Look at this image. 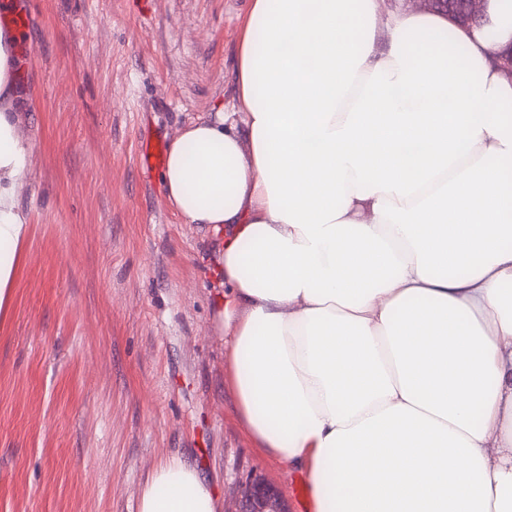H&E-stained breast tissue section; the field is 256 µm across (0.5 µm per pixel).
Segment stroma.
Returning a JSON list of instances; mask_svg holds the SVG:
<instances>
[{
  "instance_id": "obj_1",
  "label": "stroma",
  "mask_w": 512,
  "mask_h": 512,
  "mask_svg": "<svg viewBox=\"0 0 512 512\" xmlns=\"http://www.w3.org/2000/svg\"><path fill=\"white\" fill-rule=\"evenodd\" d=\"M26 13L31 218L0 309V512H139L165 460L222 512L260 476L306 512L299 470L257 448L229 384L216 245L145 156L236 102L248 0H11Z\"/></svg>"
}]
</instances>
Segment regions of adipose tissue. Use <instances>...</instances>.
I'll use <instances>...</instances> for the list:
<instances>
[{"instance_id": "adipose-tissue-1", "label": "adipose tissue", "mask_w": 512, "mask_h": 512, "mask_svg": "<svg viewBox=\"0 0 512 512\" xmlns=\"http://www.w3.org/2000/svg\"><path fill=\"white\" fill-rule=\"evenodd\" d=\"M460 27L384 0H251L237 101L160 173L218 243L224 356L311 512H512V0ZM18 37L0 30V307L29 231ZM191 462L139 512H219Z\"/></svg>"}]
</instances>
